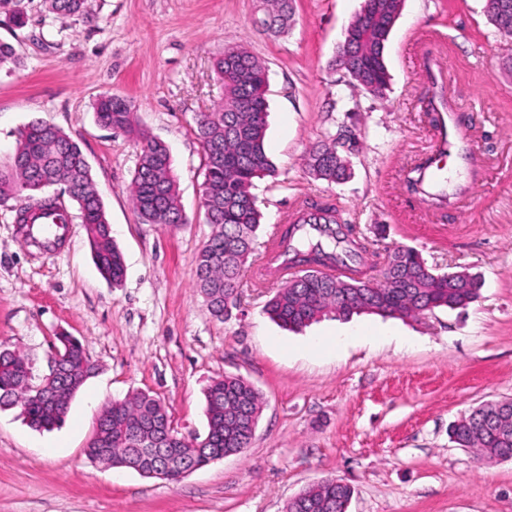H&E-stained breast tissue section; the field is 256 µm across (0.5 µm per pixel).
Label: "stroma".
Returning a JSON list of instances; mask_svg holds the SVG:
<instances>
[{
    "label": "stroma",
    "mask_w": 512,
    "mask_h": 512,
    "mask_svg": "<svg viewBox=\"0 0 512 512\" xmlns=\"http://www.w3.org/2000/svg\"><path fill=\"white\" fill-rule=\"evenodd\" d=\"M292 7L288 33L276 35L254 21L259 0H86L71 16L46 0H0V42L21 57L0 68V163L32 121L70 135L126 267L117 287L100 275L72 200L64 241L49 252L29 246L12 204L0 205V346L43 377L67 334L95 366L54 429L0 410V512H284L326 478L352 487L348 512H512V458L483 463L448 437L462 415L512 399V36L491 23L487 0H405L387 46L390 85L374 96L334 63L363 0ZM236 46L268 68L276 174L253 188L259 247L297 202H329L367 248V279L410 247L438 271L479 275L477 301L415 318L327 316L293 332L265 311L272 290L255 275L256 254L238 310L211 315L194 275L213 231L195 129L224 96L213 62ZM431 54L469 132L442 157L431 149L434 86L423 75ZM106 93L132 100L138 128L167 147L186 223L139 219L130 186L140 142L97 122ZM331 140L351 162L341 183L305 166L310 147ZM428 161L448 174L445 202L406 188ZM319 339L329 347L314 348ZM227 374L263 399L244 453L175 482L87 458L106 405L136 391L159 399L180 434L205 437L203 389Z\"/></svg>",
    "instance_id": "35a3bbf8"
}]
</instances>
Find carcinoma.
<instances>
[{
  "mask_svg": "<svg viewBox=\"0 0 512 512\" xmlns=\"http://www.w3.org/2000/svg\"><path fill=\"white\" fill-rule=\"evenodd\" d=\"M267 14L276 22L274 32L284 33L292 16L290 0H266ZM404 0H364V6L349 25L347 74L362 89H375L380 95L387 88L389 73L385 48L399 18ZM488 12L496 28L512 36V0H487ZM59 15L81 11L84 0H50ZM224 80V101L197 123L204 160L205 213L214 232L195 258V283L211 314L219 319L232 317L239 302V288L253 243L261 224V212L252 193L254 182L275 173L265 150L267 102L264 96L268 74L263 63L244 48L224 51L214 63ZM248 107H239L240 100ZM97 121L112 129L139 138L131 100L104 94L95 103ZM308 173L316 179L335 183L348 177L346 159L334 144L312 148L306 156ZM62 184L76 202L84 224L93 259L102 275L118 286L125 276L121 252L112 241L104 204L96 191L88 163L79 145L60 128L33 121L18 132L11 162L0 167V203L39 187ZM131 200L143 222L178 225L187 218L178 207V188L166 146L144 140L131 182ZM310 209L324 219L310 225L309 233L298 238L302 224H283L279 246L286 263L295 266L304 256L328 267H354L361 271L365 245L353 237L349 224L338 223L336 208L313 203ZM478 279L462 283L449 280L424 263L413 248L393 252L383 279L361 281L352 288L345 281L327 275L321 279H289L275 290L266 313L279 325L299 330L322 316L334 313L348 318L374 313L386 317L414 318L436 308H462L477 300ZM64 356V376L51 381L37 378L30 359L8 348L0 349V409L20 408L27 424L36 430H50L63 423L69 403L93 373L80 342L59 336ZM208 432L196 441L160 439V447L175 448L183 460L217 457V451L241 454L248 447L246 418L261 409L262 397L244 378L226 375L205 390ZM512 402L481 407L464 416L452 428L464 448L476 451L477 459L492 462L512 457V426L506 430L496 421L497 413ZM167 415L160 401L145 392L134 393L108 404L100 416L87 457L104 448L112 461L125 468L153 471L163 461L142 447L134 432L141 427L157 430ZM306 497L290 502L286 512H345L352 497L351 487L336 479H325L305 489Z\"/></svg>",
  "mask_w": 512,
  "mask_h": 512,
  "instance_id": "cac0c4a2",
  "label": "carcinoma"
}]
</instances>
